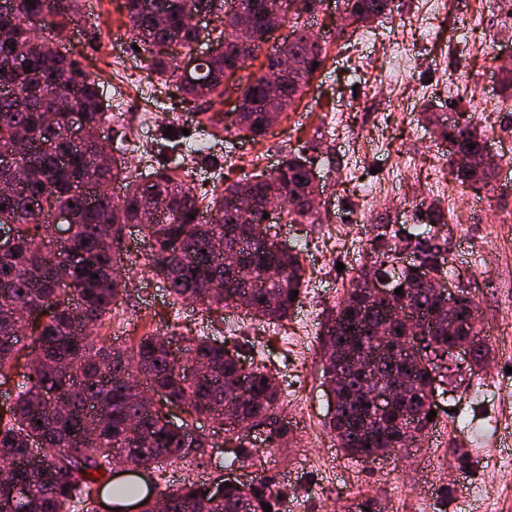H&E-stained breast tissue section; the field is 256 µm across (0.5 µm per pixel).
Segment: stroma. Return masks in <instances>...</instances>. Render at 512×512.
<instances>
[{"label":"stroma","instance_id":"stroma-1","mask_svg":"<svg viewBox=\"0 0 512 512\" xmlns=\"http://www.w3.org/2000/svg\"><path fill=\"white\" fill-rule=\"evenodd\" d=\"M341 0H323L311 19L323 47V62L300 106L274 132L253 142H225L215 129L197 124L195 111L216 118L234 111L239 93L222 103L183 101L163 85L147 54L135 50L123 0H85L86 16L67 33V46L81 56L106 100L122 97L127 113L151 112L150 131L111 122L100 130L134 175L168 167L158 145L183 134L210 141L209 154L188 156L191 180L216 192L254 170H271L288 154L303 152L313 163L322 206L314 223L284 224L279 239L299 249L309 277L300 304L278 325L259 329L242 320L224 327L226 310L175 303L163 282L145 266L124 264L130 279L112 321L111 338L129 344L146 330L183 336L205 334L238 344L253 362V344L265 346L263 362L278 372L280 412L295 440L269 447L253 433L245 448L225 442L221 426L201 419L191 428L198 448L164 474H152V497L191 481L207 484L225 472L241 480L264 477L283 494L280 512H342L371 498L382 512H512V89L501 68L512 61V25L501 18V0H447L437 17L425 0H396L390 15L371 32L341 39L336 25ZM407 43L415 66L395 77L390 46ZM474 116L501 162L491 183L460 184L448 163L447 146L423 119ZM375 187L366 223H354L364 187ZM437 203L448 221V280L464 283L475 296L492 361L456 385L440 379V420L425 441L398 455L366 462L347 458L324 423L332 402L322 383L318 333L325 314L341 298L364 263L371 227L411 229L416 204ZM462 443L467 468L450 464V448Z\"/></svg>","mask_w":512,"mask_h":512}]
</instances>
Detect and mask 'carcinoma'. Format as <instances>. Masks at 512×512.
<instances>
[{
  "instance_id": "cac0c4a2",
  "label": "carcinoma",
  "mask_w": 512,
  "mask_h": 512,
  "mask_svg": "<svg viewBox=\"0 0 512 512\" xmlns=\"http://www.w3.org/2000/svg\"><path fill=\"white\" fill-rule=\"evenodd\" d=\"M0 7V225L14 227L10 247L0 250V384L23 367L15 401L0 408V462L9 482L23 489L17 500L0 497V512H73L82 505L92 512L95 494L114 457L133 468L154 471L188 456L185 435L202 417L232 431V420H277L268 431L271 446L288 441V420L277 418L281 389L265 366L246 371L238 347L206 335L186 337L182 357L207 367L197 376L180 370L171 351L173 337L156 329L125 347L107 342L113 313L128 291L115 273L124 227L136 224L141 237L125 246L127 256L144 257L149 271L161 278L172 301L206 308L234 307L245 297L246 313L260 326L288 319L308 287L300 253L280 250L269 231L264 201L280 192L283 214L292 223L314 222L313 201L319 194L311 161L290 154L271 172L243 175L212 196L196 193L173 166L144 180L133 178L122 162L105 164L93 142L71 137L74 123L99 128L112 119L98 80L85 72L66 47L63 32L83 20L82 0H9ZM146 0H124L132 31L150 65L164 84L174 83L184 100L215 105L232 84L241 89L237 111L224 125V139L265 138L272 128L260 103L281 99L286 113L301 98L321 62L322 48L306 17L322 0H163L164 18L145 7ZM393 0H343L344 17L337 29L365 30L392 11ZM223 15L222 29L205 33L185 23L193 9ZM263 30L291 23L295 37L268 57L286 52L306 63L303 70L275 84L254 80L249 61L263 44L238 46L235 22L241 15ZM224 40L222 62L203 60L185 73L168 51L156 44L193 51L202 38ZM431 132L448 140V156L461 184L486 183L495 168L483 163L486 138L477 126L458 125L435 115ZM475 148H469V145ZM124 185L122 204L108 186ZM251 184V205H240L241 185ZM69 217L70 235H56L55 216ZM427 225L433 229L399 245L390 224L373 225V274L389 280V295L379 297L363 272L347 288L322 323L319 343L322 376L337 386L328 418L344 454L352 458L382 457L401 439L417 444L436 421L431 397L433 375L453 378V348L470 347L469 368L480 367L490 354L481 336L474 295L459 289L460 327L448 333L441 300L427 277L444 274L447 238L443 214L431 206ZM412 249L413 261L395 268L396 255ZM238 255L224 265V251ZM57 251L69 264L59 276L49 262ZM217 281L223 290L215 291ZM402 288L401 293L395 289ZM298 296H293V291ZM420 346L428 364L415 368V386L394 390L388 410L364 402V391L391 385L407 367L405 348ZM370 350L375 361L362 377L351 368L352 353ZM154 395L159 406L147 408L137 390ZM184 406L185 418L174 429L166 408ZM112 501L140 496L133 483L111 486ZM166 512H279L281 492L268 480L224 489L223 496L193 482L163 494Z\"/></svg>"
}]
</instances>
